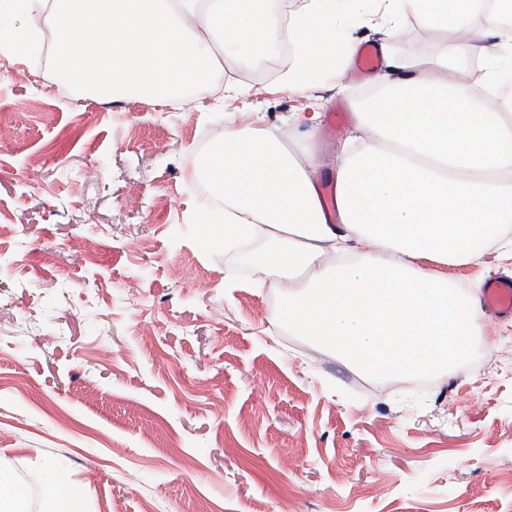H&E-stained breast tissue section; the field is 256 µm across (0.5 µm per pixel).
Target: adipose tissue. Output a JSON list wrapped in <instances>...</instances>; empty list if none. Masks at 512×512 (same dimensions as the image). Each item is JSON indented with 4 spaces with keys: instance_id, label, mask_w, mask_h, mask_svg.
I'll use <instances>...</instances> for the list:
<instances>
[{
    "instance_id": "1",
    "label": "adipose tissue",
    "mask_w": 512,
    "mask_h": 512,
    "mask_svg": "<svg viewBox=\"0 0 512 512\" xmlns=\"http://www.w3.org/2000/svg\"><path fill=\"white\" fill-rule=\"evenodd\" d=\"M395 26L409 8L430 29L491 24L437 58L384 53L375 98L355 110V132L337 146L336 208L317 185L319 115L297 112L306 148L278 127L225 129L198 158L202 198L187 210L210 245L240 247L257 277L288 284L272 314L302 335L378 374H428L466 355L483 313L469 292L449 286L436 265L479 264L512 223V102L499 72L512 65V29L484 0H387ZM40 512H81L82 496L55 463L40 466Z\"/></svg>"
}]
</instances>
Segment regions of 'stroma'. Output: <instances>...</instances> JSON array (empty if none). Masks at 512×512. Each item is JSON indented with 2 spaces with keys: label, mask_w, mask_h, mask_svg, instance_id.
<instances>
[{
  "label": "stroma",
  "mask_w": 512,
  "mask_h": 512,
  "mask_svg": "<svg viewBox=\"0 0 512 512\" xmlns=\"http://www.w3.org/2000/svg\"><path fill=\"white\" fill-rule=\"evenodd\" d=\"M29 22L37 59L0 48V465L63 464L86 512H512V316L485 311L467 358L417 388L273 322L287 284L252 287L189 222L226 127L298 143L281 57L258 81L231 62L244 91L220 103L112 101L63 93ZM456 36L408 12L390 45L429 58ZM369 87L350 67L310 90L321 127ZM442 272L467 289L512 278V255Z\"/></svg>",
  "instance_id": "obj_1"
}]
</instances>
